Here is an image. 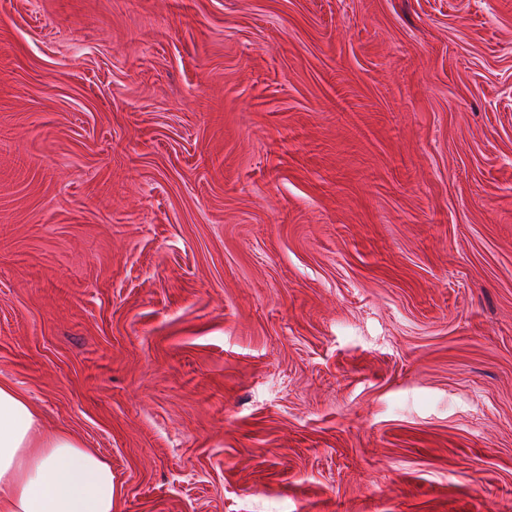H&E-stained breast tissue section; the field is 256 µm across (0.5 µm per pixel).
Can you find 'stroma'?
<instances>
[{
    "mask_svg": "<svg viewBox=\"0 0 512 512\" xmlns=\"http://www.w3.org/2000/svg\"><path fill=\"white\" fill-rule=\"evenodd\" d=\"M0 380L114 512H512V0H0Z\"/></svg>",
    "mask_w": 512,
    "mask_h": 512,
    "instance_id": "1",
    "label": "stroma"
}]
</instances>
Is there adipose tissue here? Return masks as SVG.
<instances>
[{"label": "adipose tissue", "instance_id": "adipose-tissue-1", "mask_svg": "<svg viewBox=\"0 0 512 512\" xmlns=\"http://www.w3.org/2000/svg\"><path fill=\"white\" fill-rule=\"evenodd\" d=\"M112 466L66 431L43 434L38 412L0 382V512H113Z\"/></svg>", "mask_w": 512, "mask_h": 512}]
</instances>
